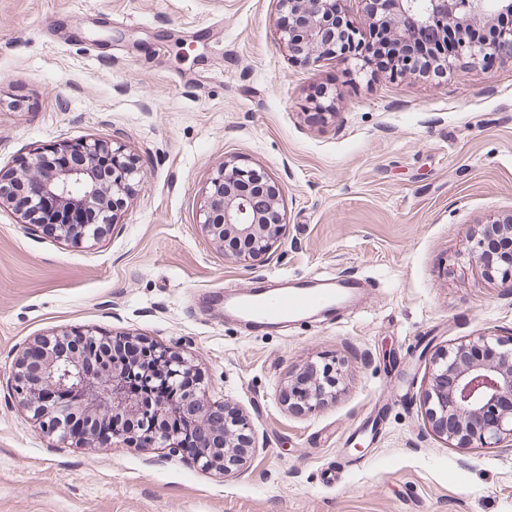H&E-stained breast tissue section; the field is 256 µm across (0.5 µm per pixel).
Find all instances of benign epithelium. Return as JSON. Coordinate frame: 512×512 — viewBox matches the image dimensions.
Returning <instances> with one entry per match:
<instances>
[{"label": "benign epithelium", "mask_w": 512, "mask_h": 512, "mask_svg": "<svg viewBox=\"0 0 512 512\" xmlns=\"http://www.w3.org/2000/svg\"><path fill=\"white\" fill-rule=\"evenodd\" d=\"M366 2V14L357 18L345 0H278L280 41L300 64L337 58L364 71L378 32L393 30L404 45L393 73L405 76L419 75L423 48L414 38L425 31L436 34L430 53L445 71L463 61L512 59V0ZM139 176L137 162L115 138L66 142L32 155L11 178L0 175V206L14 205L16 192H25L32 205L15 209L20 223L45 232L52 220L57 239L82 245L106 235L115 222L112 199L129 193ZM199 223L215 245L246 265L278 242L284 226L280 188L265 172L226 160L210 180ZM502 236H512V218L481 227L474 258L491 262L488 243ZM32 347L43 351V359L35 364L23 351L13 390L40 428L61 441L182 453L169 427L172 415L180 414L197 428L193 457L203 467L226 472L243 461L236 440L249 422L225 419L224 406L209 403L196 365L180 353L154 344L144 351L164 364L173 389L167 399H152L126 388L138 361L110 353L92 329L45 336ZM430 360L426 413L433 430L450 442L482 448L512 443V337L468 336ZM312 371L308 386L288 391V400L306 411L322 407L339 383L330 367Z\"/></svg>", "instance_id": "obj_1"}]
</instances>
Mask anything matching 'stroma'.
Listing matches in <instances>:
<instances>
[{"mask_svg":"<svg viewBox=\"0 0 512 512\" xmlns=\"http://www.w3.org/2000/svg\"><path fill=\"white\" fill-rule=\"evenodd\" d=\"M278 18L277 0H0V172L115 134L141 170L90 247L0 209V512H512V446L436 434L422 356L512 336V288L471 253L474 230L512 216V61L435 80L303 66ZM323 88L335 115L320 122ZM227 160L282 187L281 242L245 266L198 218ZM343 274L370 282L363 308L273 333L208 304L263 277ZM88 326L191 354L211 399L249 420L242 465L41 433L11 395L15 360ZM324 363L335 398L289 408V381ZM380 401L374 443L347 448Z\"/></svg>","mask_w":512,"mask_h":512,"instance_id":"35a3bbf8","label":"stroma"}]
</instances>
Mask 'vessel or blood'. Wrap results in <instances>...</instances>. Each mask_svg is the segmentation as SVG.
Returning a JSON list of instances; mask_svg holds the SVG:
<instances>
[{
    "instance_id": "1",
    "label": "vessel or blood",
    "mask_w": 512,
    "mask_h": 512,
    "mask_svg": "<svg viewBox=\"0 0 512 512\" xmlns=\"http://www.w3.org/2000/svg\"><path fill=\"white\" fill-rule=\"evenodd\" d=\"M362 291L361 282L347 276L263 280L247 291L225 294L224 317L256 330L284 328L323 310L348 307Z\"/></svg>"
}]
</instances>
